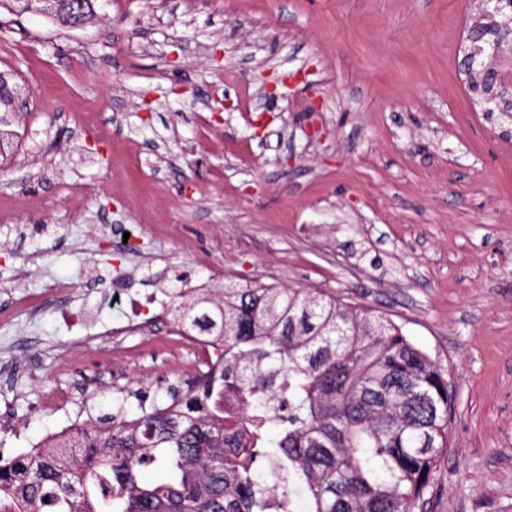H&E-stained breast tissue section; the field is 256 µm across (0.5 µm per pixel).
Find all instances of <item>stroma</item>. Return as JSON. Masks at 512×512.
<instances>
[{
    "label": "stroma",
    "mask_w": 512,
    "mask_h": 512,
    "mask_svg": "<svg viewBox=\"0 0 512 512\" xmlns=\"http://www.w3.org/2000/svg\"><path fill=\"white\" fill-rule=\"evenodd\" d=\"M485 10L110 0L80 28L20 15L0 40V312L18 289L63 281L72 297L0 329V366L33 372L0 382V454L164 400L199 370L153 342L171 318L150 300L173 274L280 284L378 310L442 367L455 403L427 512H512V139L464 57ZM287 73L298 83L271 97ZM311 97L318 111L295 109ZM76 112L90 121L74 126ZM93 269L132 276L123 311L103 317L145 314L149 336L78 343ZM57 390L63 410H36Z\"/></svg>",
    "instance_id": "35a3bbf8"
}]
</instances>
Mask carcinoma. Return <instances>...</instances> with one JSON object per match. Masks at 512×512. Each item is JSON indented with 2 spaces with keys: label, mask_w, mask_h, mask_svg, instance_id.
Instances as JSON below:
<instances>
[{
  "label": "carcinoma",
  "mask_w": 512,
  "mask_h": 512,
  "mask_svg": "<svg viewBox=\"0 0 512 512\" xmlns=\"http://www.w3.org/2000/svg\"><path fill=\"white\" fill-rule=\"evenodd\" d=\"M216 361L159 403L0 464V512H415L454 396L393 321L331 295L229 281L180 300Z\"/></svg>",
  "instance_id": "obj_1"
}]
</instances>
